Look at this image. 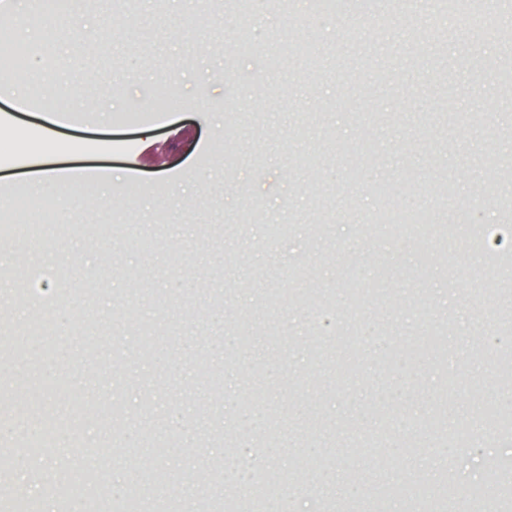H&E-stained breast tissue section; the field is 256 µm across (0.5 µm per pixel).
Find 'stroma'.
<instances>
[{
    "label": "stroma",
    "instance_id": "35a3bbf8",
    "mask_svg": "<svg viewBox=\"0 0 512 512\" xmlns=\"http://www.w3.org/2000/svg\"><path fill=\"white\" fill-rule=\"evenodd\" d=\"M230 2L63 0L23 34L0 13L28 49L26 89L53 76L79 114L51 123L0 99V154L31 128L49 143L0 166L8 225L43 229L0 233V266L22 247L69 271L34 284L21 271L0 301L26 353L8 364L30 366L26 382L0 377V473L56 512L11 406L55 387L79 409L63 433L82 440L73 473L107 512L132 486L145 512H196L228 484L238 497L221 512H412L444 479L449 512H494L485 464L512 455V435L474 410L512 411V364L487 343L512 340V210L495 206L512 198V96L493 78L512 69V25L498 0L478 37L440 24L437 0H250L243 15ZM299 42L308 56L293 57ZM73 164L111 170V191L23 195L39 169ZM378 181L391 197L372 194ZM419 208L480 225L502 251L461 249L450 275L429 238L372 221ZM430 334L445 343L435 358L418 352ZM436 412L468 425L467 442L435 428L411 452L396 428L383 461L346 453L390 414Z\"/></svg>",
    "mask_w": 512,
    "mask_h": 512
}]
</instances>
